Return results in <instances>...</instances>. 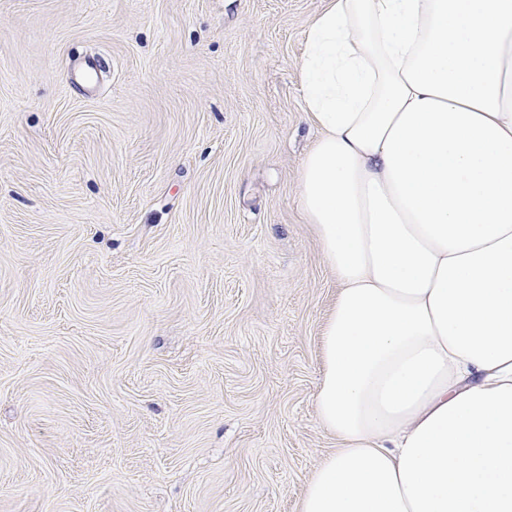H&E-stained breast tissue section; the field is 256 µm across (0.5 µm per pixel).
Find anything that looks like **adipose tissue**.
Here are the masks:
<instances>
[{"label": "adipose tissue", "instance_id": "ef3b65f1", "mask_svg": "<svg viewBox=\"0 0 512 512\" xmlns=\"http://www.w3.org/2000/svg\"><path fill=\"white\" fill-rule=\"evenodd\" d=\"M299 84L339 288L300 512H512V0H326Z\"/></svg>", "mask_w": 512, "mask_h": 512}]
</instances>
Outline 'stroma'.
<instances>
[{"label":"stroma","instance_id":"stroma-1","mask_svg":"<svg viewBox=\"0 0 512 512\" xmlns=\"http://www.w3.org/2000/svg\"><path fill=\"white\" fill-rule=\"evenodd\" d=\"M324 6L0 0V512H299L336 446L297 203Z\"/></svg>","mask_w":512,"mask_h":512}]
</instances>
